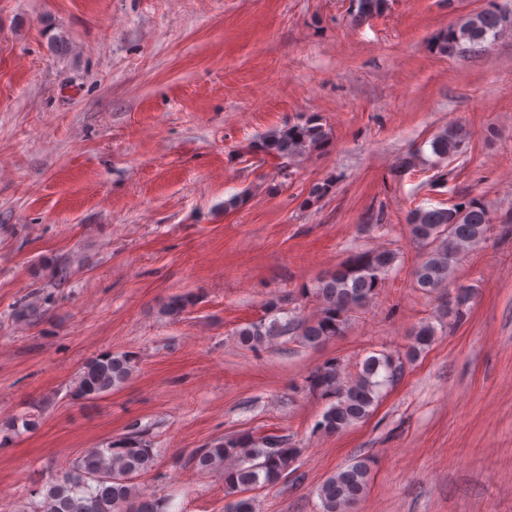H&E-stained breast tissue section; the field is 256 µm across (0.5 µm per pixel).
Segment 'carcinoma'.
Segmentation results:
<instances>
[{"label": "carcinoma", "mask_w": 512, "mask_h": 512, "mask_svg": "<svg viewBox=\"0 0 512 512\" xmlns=\"http://www.w3.org/2000/svg\"><path fill=\"white\" fill-rule=\"evenodd\" d=\"M357 2L360 18L382 12L386 4V0ZM502 27L503 18L496 11L479 12L458 28L448 30L442 48L459 50L464 42L481 43L489 34H498ZM326 140L325 129L315 120L307 119L268 132L259 148L276 158L277 166L283 169ZM461 143V133L451 127L435 135L430 149L438 159L444 160L456 155ZM406 221L412 238L426 250L414 272L416 283L422 290L433 292L448 283L459 256L485 239L490 216L482 201L462 197L448 208L414 209ZM395 261L396 253L390 250L354 255L305 290L318 306L314 318L282 321L277 317L281 306L271 300L264 318L236 332L240 344L257 349L288 334L316 346L342 335L353 314L371 303ZM189 304L188 297L174 296L164 305L163 314L177 319ZM434 338L433 326H419L412 335L408 357L430 346ZM135 368L136 356L131 352L98 355L82 367L72 396L77 400L101 398L125 384ZM396 371L392 356L373 355L364 360L358 378L345 384L336 360L323 362L307 377L308 388L329 399L321 420L315 425L316 431L327 436L338 435L366 419L378 402L381 388L393 381ZM37 426L38 420L31 414L4 423L9 431L21 427L30 431ZM298 452L281 435L243 432L196 450L188 463L200 473H224V484L233 495L224 512H256L254 499L248 492L273 485L287 476ZM154 461V448L141 431L134 429L105 448L88 449L62 474L36 490V495L42 497L39 505L20 512H169L170 499L143 493L136 483L139 476L152 469ZM369 475L370 460L363 457L325 480L318 489L321 512H348L365 492Z\"/></svg>", "instance_id": "cac0c4a2"}]
</instances>
